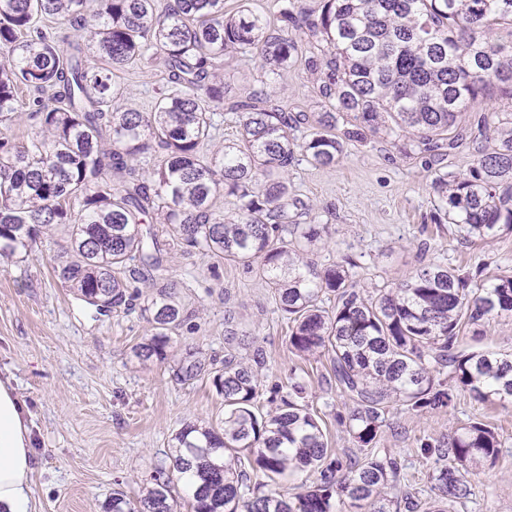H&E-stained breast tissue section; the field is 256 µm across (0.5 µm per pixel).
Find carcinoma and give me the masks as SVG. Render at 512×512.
<instances>
[{
	"label": "carcinoma",
	"mask_w": 512,
	"mask_h": 512,
	"mask_svg": "<svg viewBox=\"0 0 512 512\" xmlns=\"http://www.w3.org/2000/svg\"><path fill=\"white\" fill-rule=\"evenodd\" d=\"M101 0L87 37L62 49L39 30L51 17L82 28L87 0H0V258L31 252L45 234L60 233L67 247L53 267L63 287L99 314L143 297L152 333L132 348L143 366L168 360L173 335L188 312L168 277L171 252L198 253L251 268L271 288L291 323L289 345L299 354L331 355L336 385L354 402L339 418L364 458L328 448L305 401L306 387L290 385L272 397L276 407L255 411L261 396L257 358L231 350L222 367L188 350L173 374L187 382L212 377L224 398L222 426L187 423L169 458L189 512H417L420 498L385 490L396 459L373 451L389 404L422 414L451 408L459 393L512 403V355L465 353L458 338L468 325L512 316V275L481 280L461 268L429 263L368 293L358 287L348 257L326 267L311 258L327 225L294 194L288 168L297 155L332 167L350 143L384 134L406 155L432 166L467 139L458 117L495 80L512 97V40L493 38L512 26V0H319L304 8L277 0L276 19L249 0L224 12V0ZM320 73L324 110L312 131L267 87L224 106V57L258 56L280 72L299 60ZM90 49L97 63L88 64ZM164 56L171 87L149 112L125 110L118 74L132 63ZM37 96L39 128L24 143L10 136L20 112L18 92ZM235 116L238 137L215 145L214 116ZM462 172L439 174L437 210L465 241L512 233V118L484 115ZM160 153L150 172L135 161ZM234 212L224 216V197ZM170 227L160 239L146 217ZM333 301L326 308L323 302ZM502 440L479 420L446 443L427 447L435 457L425 512L472 494L471 476L494 461ZM313 469L318 482L293 497L250 488L251 475ZM164 472L132 500L112 492L107 512H178Z\"/></svg>",
	"instance_id": "carcinoma-1"
}]
</instances>
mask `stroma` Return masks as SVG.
Masks as SVG:
<instances>
[{
	"instance_id": "35a3bbf8",
	"label": "stroma",
	"mask_w": 512,
	"mask_h": 512,
	"mask_svg": "<svg viewBox=\"0 0 512 512\" xmlns=\"http://www.w3.org/2000/svg\"><path fill=\"white\" fill-rule=\"evenodd\" d=\"M263 80L289 111H321L317 77L303 64L273 75L259 60L226 56V100L248 98ZM121 84L123 108L150 111L168 86L163 56L129 66ZM469 160L463 146L434 170L375 136L349 146L330 168L295 162L289 181L317 223L329 227L315 261L323 267L351 257L367 290L404 278L423 261L480 264L487 276L512 274V235L470 245L431 219L438 203L436 171H460ZM62 244L61 237L48 236L25 259H0V372L11 375L32 420L36 512H103L113 489L138 498L157 471L169 469L182 425L219 423L224 401L209 377L182 383L173 376L172 362L144 367L133 360V346L151 334L146 316L122 307L100 316L61 288L52 268ZM170 278L191 311L178 331L176 351L191 348L223 358L226 330L234 328L245 337L240 354L263 353L264 390L285 391L292 381H305L330 447L361 457L336 420L353 402L337 387L328 357L301 356L289 348L288 321L261 279L242 265L178 251L170 259ZM459 348L512 353V318L469 326ZM475 418L496 429L501 452L475 478L472 496L449 504V512H512V405L484 403L467 392L449 410L415 415L399 405L388 408L374 450L400 464L391 494L412 489L428 499L435 460L423 445L447 440Z\"/></svg>"
}]
</instances>
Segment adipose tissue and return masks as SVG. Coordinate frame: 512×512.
Segmentation results:
<instances>
[{"label": "adipose tissue", "mask_w": 512, "mask_h": 512, "mask_svg": "<svg viewBox=\"0 0 512 512\" xmlns=\"http://www.w3.org/2000/svg\"><path fill=\"white\" fill-rule=\"evenodd\" d=\"M33 463L28 410L0 374V512H31Z\"/></svg>", "instance_id": "obj_1"}]
</instances>
